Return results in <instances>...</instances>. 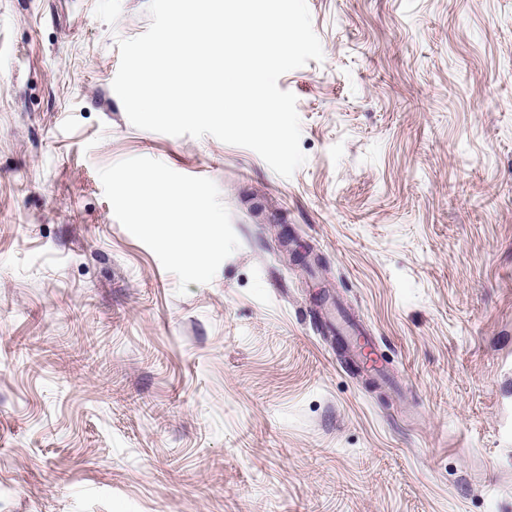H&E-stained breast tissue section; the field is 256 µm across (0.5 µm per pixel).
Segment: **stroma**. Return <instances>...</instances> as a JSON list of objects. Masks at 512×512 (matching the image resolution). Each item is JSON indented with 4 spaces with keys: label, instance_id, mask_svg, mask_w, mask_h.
<instances>
[{
    "label": "stroma",
    "instance_id": "1",
    "mask_svg": "<svg viewBox=\"0 0 512 512\" xmlns=\"http://www.w3.org/2000/svg\"><path fill=\"white\" fill-rule=\"evenodd\" d=\"M147 5L0 0V512H512V0H307L289 178L130 123ZM137 156L217 184L211 283L115 218Z\"/></svg>",
    "mask_w": 512,
    "mask_h": 512
}]
</instances>
